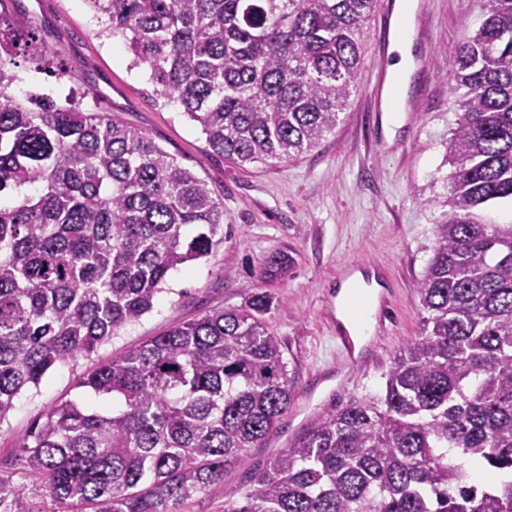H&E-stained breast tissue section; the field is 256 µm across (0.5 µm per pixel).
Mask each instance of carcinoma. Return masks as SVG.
<instances>
[{"label":"carcinoma","mask_w":512,"mask_h":512,"mask_svg":"<svg viewBox=\"0 0 512 512\" xmlns=\"http://www.w3.org/2000/svg\"><path fill=\"white\" fill-rule=\"evenodd\" d=\"M156 95L239 164L287 160L336 129L375 0H86ZM0 42V425L57 364L90 356L150 312L172 272L208 256L224 207L144 131L12 93ZM451 77L448 209L417 284L421 336L383 394L325 408L249 476L224 512H512V0H483ZM193 226L195 234H187ZM259 293L176 326L80 382L112 409L67 400L0 479V512L41 489L48 512H181L224 487L291 404L293 381Z\"/></svg>","instance_id":"carcinoma-1"}]
</instances>
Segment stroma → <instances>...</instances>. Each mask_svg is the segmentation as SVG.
I'll return each mask as SVG.
<instances>
[{"mask_svg": "<svg viewBox=\"0 0 512 512\" xmlns=\"http://www.w3.org/2000/svg\"><path fill=\"white\" fill-rule=\"evenodd\" d=\"M386 9L387 0H378L365 26L363 63L335 131L298 157L238 165L213 153L178 106L155 98L148 72L131 67L124 41L99 36L86 0H0L1 35L20 44L34 36L51 48L48 69L20 65L13 94L83 96L85 106L146 132L224 204L211 254L173 272L149 313L91 356L56 365L39 387L16 397L0 424L1 479L15 480L18 445L51 406L66 400L109 406V399L80 386L96 366L175 325L241 307L257 293L272 299L264 322L279 338L294 379L291 404L261 445L225 472L219 498L197 497L183 512H222L245 490L253 469L287 449L325 406L383 392L394 356L421 333L416 285L433 254L434 220L444 209L451 172L445 161L455 119L450 62L482 21L481 0H417L415 13L427 20L433 53L427 74L410 79V93L421 96L415 119L393 127L373 122L369 97ZM361 261L385 268L381 283L394 295L385 312L391 332L378 346L364 347L356 379L340 389L327 309L340 290L337 270Z\"/></svg>", "mask_w": 512, "mask_h": 512, "instance_id": "obj_1", "label": "stroma"}]
</instances>
